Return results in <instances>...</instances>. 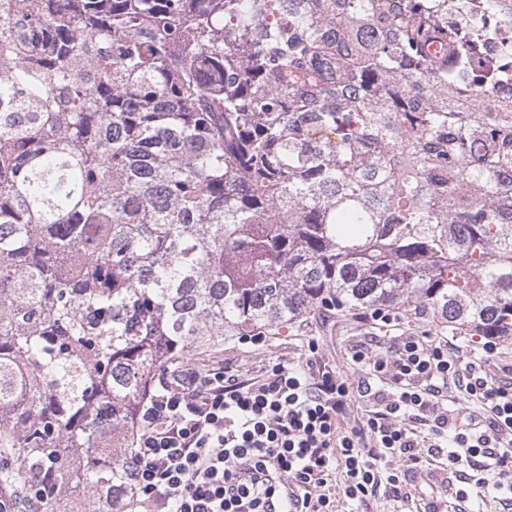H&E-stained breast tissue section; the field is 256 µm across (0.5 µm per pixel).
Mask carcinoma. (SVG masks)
<instances>
[{"instance_id":"obj_1","label":"carcinoma","mask_w":512,"mask_h":512,"mask_svg":"<svg viewBox=\"0 0 512 512\" xmlns=\"http://www.w3.org/2000/svg\"><path fill=\"white\" fill-rule=\"evenodd\" d=\"M512 0H0V489L129 512L155 378L311 311L512 340Z\"/></svg>"}]
</instances>
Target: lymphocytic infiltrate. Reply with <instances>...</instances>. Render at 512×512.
<instances>
[{"instance_id":"obj_1","label":"lymphocytic infiltrate","mask_w":512,"mask_h":512,"mask_svg":"<svg viewBox=\"0 0 512 512\" xmlns=\"http://www.w3.org/2000/svg\"><path fill=\"white\" fill-rule=\"evenodd\" d=\"M362 319L388 335L378 350L351 346L350 364L365 376L355 387L313 361L312 340L302 363L279 359L253 377L215 366L162 371L127 464L144 512H265L272 459L306 512H332L339 493L363 500L383 486L400 496L406 472L393 460L415 465L425 453H447L457 466L493 459L499 478L477 480L480 494H512L502 482L512 473V370L493 373L498 342L467 360L448 339L400 333L397 311ZM452 383L468 408L449 406ZM358 406L366 415L356 420Z\"/></svg>"}]
</instances>
